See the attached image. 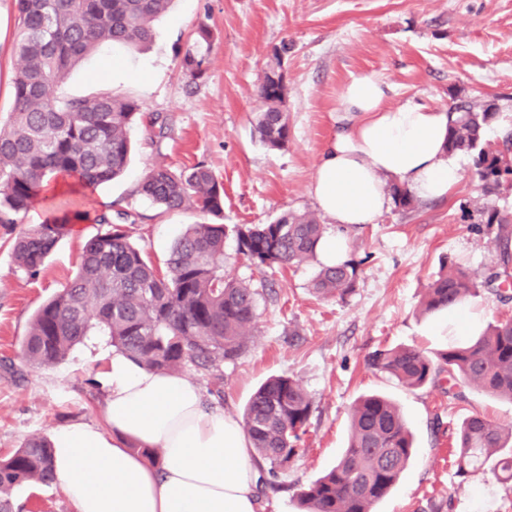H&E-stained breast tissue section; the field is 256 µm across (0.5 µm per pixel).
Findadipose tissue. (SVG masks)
Segmentation results:
<instances>
[{
  "label": "adipose tissue",
  "instance_id": "1",
  "mask_svg": "<svg viewBox=\"0 0 512 512\" xmlns=\"http://www.w3.org/2000/svg\"><path fill=\"white\" fill-rule=\"evenodd\" d=\"M373 77L341 95L346 120L318 162L312 193L336 224L321 241L324 264L345 261L346 229L363 227L392 202L390 183L419 201L445 196L463 160L448 153V110L417 103L391 107ZM103 424L56 430V480L75 512H256L258 469L241 424L203 403L197 381L108 357L101 373ZM160 452L150 463L143 449Z\"/></svg>",
  "mask_w": 512,
  "mask_h": 512
}]
</instances>
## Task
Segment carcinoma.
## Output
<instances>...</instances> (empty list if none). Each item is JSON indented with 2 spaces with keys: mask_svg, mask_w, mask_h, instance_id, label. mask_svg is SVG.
<instances>
[{
  "mask_svg": "<svg viewBox=\"0 0 512 512\" xmlns=\"http://www.w3.org/2000/svg\"><path fill=\"white\" fill-rule=\"evenodd\" d=\"M172 0H15L19 59L11 82L12 110L0 123V224L17 223L31 205L51 195L66 176L93 186L120 176L129 162L132 128L142 120L139 105L102 92L62 97L58 88L85 54L112 42L136 48L153 35L152 22ZM264 73L263 103L255 129L270 150L288 146V115L282 111L286 86ZM451 112L448 148L475 155L487 194L512 174L507 151L482 147L493 105L462 101ZM139 193L164 212L195 209L223 216L224 184L203 164L181 171L152 167ZM66 211L17 237V265L36 273L67 225L89 214L64 200ZM94 222L107 230L88 239L76 276L35 312L22 341L24 362L49 367L77 345L99 340L139 366L175 374L190 368L209 373L239 358L256 320V289L224 272L222 223L198 222L172 246L165 269L130 240L124 228L132 214L101 213ZM499 266L512 263V218L497 210ZM240 253L259 266L301 265L316 255L325 227L307 212L288 211L270 224L234 227ZM355 268L346 262L323 266L312 288L322 298L344 297ZM478 293L466 270L450 263L430 283L423 309H452ZM368 364L408 388L433 383L443 371L450 388H477L512 401V320L498 321L465 342L429 353L416 346L377 349ZM311 400L292 377L273 376L249 399L242 425L259 458L277 479L300 453ZM349 437L336 466L298 493L300 512H373L407 467L413 439L398 407L386 396L358 397L349 409ZM456 473L466 477L488 468L512 480V428L475 414L457 432ZM55 482L51 442L31 436L15 452L0 457V512H14L11 490L23 484Z\"/></svg>",
  "mask_w": 512,
  "mask_h": 512,
  "instance_id": "1",
  "label": "carcinoma"
}]
</instances>
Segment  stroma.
I'll return each instance as SVG.
<instances>
[{
    "instance_id": "35a3bbf8",
    "label": "stroma",
    "mask_w": 512,
    "mask_h": 512,
    "mask_svg": "<svg viewBox=\"0 0 512 512\" xmlns=\"http://www.w3.org/2000/svg\"><path fill=\"white\" fill-rule=\"evenodd\" d=\"M203 24L213 31L211 43L197 39ZM152 29L142 49L109 44L87 54L60 91L126 96L163 122L160 130L136 126L125 174L80 197L93 214L134 213L129 236L158 266L202 216L162 212L139 194L155 165L212 169L224 184L226 227L268 224L286 211H305L318 214L332 236L336 226L319 215L311 182L353 78L379 79L390 106L448 108L461 100L512 106V0H174ZM17 32L14 0H0L1 120L11 110L17 59L10 47ZM189 53L203 57L202 78L183 68ZM275 62L288 89L289 143L280 151L268 150L254 133L263 107L258 86ZM492 209L512 214V180L486 194L470 160L447 197L410 210L391 205L348 235L346 254L356 277L342 299L313 294L320 260L259 267L238 252L234 236L226 237L224 268L257 290V318L243 354L220 368L221 395L212 394L211 377L198 376L206 402L239 420L261 383L287 375L312 403L303 451L281 476V489L260 494L259 512H299L298 492L335 465L347 443L349 408L372 391L399 406L414 439L411 461L375 512H512V480L500 481L488 470L459 477L450 453L469 415L512 427V402L475 388L459 399L443 379L408 389L366 364L379 348L413 345L433 352L512 317V299L501 300L482 285L497 267L495 229L486 222ZM51 214L50 203L40 202L13 229L0 226V455L30 436L48 438L62 425L96 424L101 417L97 379L108 346H76L50 367L32 368L20 358L35 311L74 278L85 242L101 230L90 221L72 225L38 273L28 274L4 240ZM451 261L480 283L478 295L449 314H423L429 283ZM11 498L16 512H74L55 484L22 485Z\"/></svg>"
}]
</instances>
